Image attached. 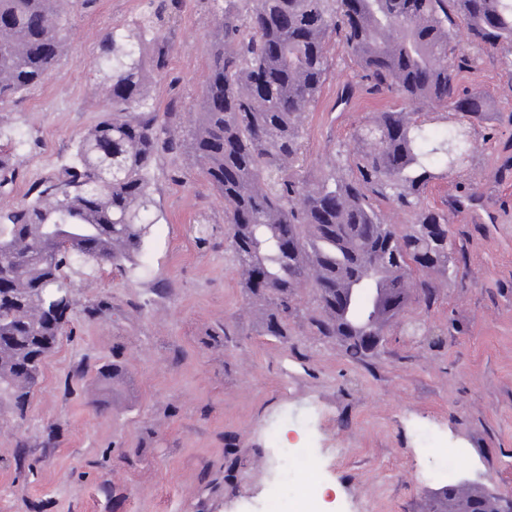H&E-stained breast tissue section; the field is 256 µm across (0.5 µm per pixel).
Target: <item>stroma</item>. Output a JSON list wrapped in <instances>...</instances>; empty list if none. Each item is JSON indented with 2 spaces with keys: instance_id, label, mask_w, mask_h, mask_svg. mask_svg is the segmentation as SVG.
<instances>
[{
  "instance_id": "35a3bbf8",
  "label": "stroma",
  "mask_w": 512,
  "mask_h": 512,
  "mask_svg": "<svg viewBox=\"0 0 512 512\" xmlns=\"http://www.w3.org/2000/svg\"><path fill=\"white\" fill-rule=\"evenodd\" d=\"M171 45L151 82L163 137L182 136L211 66L213 0H164ZM149 0H85L45 81L0 112V151L16 175L0 208L32 197L67 164L76 138L109 108L100 45ZM304 120L303 168L328 172L374 113L401 108L372 91L338 35ZM504 52L456 70L482 91L491 119L473 134L468 172L437 173L423 202L444 211L461 279L412 302L377 356L354 361L291 324L262 330L227 248L224 198L184 153L158 152L159 220L137 268L104 269L75 290L77 307L17 419L0 400V512H266L278 469L267 431L321 456L294 472L322 512H422L442 454L453 483L512 488V71ZM105 304L87 317V306ZM419 325L408 335L407 325ZM122 372L99 385L97 371ZM431 431L435 450L419 441Z\"/></svg>"
}]
</instances>
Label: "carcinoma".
I'll use <instances>...</instances> for the list:
<instances>
[{
	"label": "carcinoma",
	"mask_w": 512,
	"mask_h": 512,
	"mask_svg": "<svg viewBox=\"0 0 512 512\" xmlns=\"http://www.w3.org/2000/svg\"><path fill=\"white\" fill-rule=\"evenodd\" d=\"M73 0H0V106L38 86L65 52ZM164 4L133 25L114 27L101 56L112 87L104 117L74 144L73 162L32 198L0 210V276L13 288L0 300V393L18 417L42 376L59 328L38 316L34 297L93 269L137 265L156 223L149 168L160 150H180L224 195L228 249L240 285L262 309L269 336L287 337L299 315L300 289L314 288L305 317L313 335L339 343L352 359L376 354L361 336L385 333L432 284L419 270L454 281L461 274L448 240V216L423 207L434 171L459 174L474 151L471 131L486 120L481 92L455 84L448 54L460 38L478 50L512 49V0H224L212 32V65L193 126L182 139L159 135L149 75L166 68L170 48L157 27ZM341 35L372 88L395 94L355 135V151L323 176L300 169L304 119L327 78L326 40ZM448 109L443 128L421 107ZM0 154V193L13 184ZM78 182L93 196L50 197ZM381 197L415 215L387 224ZM370 288L371 307L355 317L329 305ZM501 512L492 491L448 485L429 512Z\"/></svg>",
	"instance_id": "cac0c4a2"
}]
</instances>
